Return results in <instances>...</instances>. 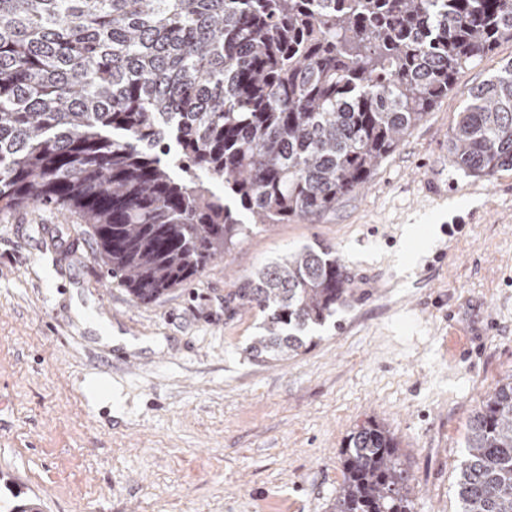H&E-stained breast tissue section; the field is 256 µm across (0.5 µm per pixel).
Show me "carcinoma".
I'll return each mask as SVG.
<instances>
[{
	"label": "carcinoma",
	"instance_id": "carcinoma-1",
	"mask_svg": "<svg viewBox=\"0 0 512 512\" xmlns=\"http://www.w3.org/2000/svg\"><path fill=\"white\" fill-rule=\"evenodd\" d=\"M504 39L512 0H0V203L76 210L112 278L151 303L248 224L312 218L363 189ZM448 154L472 177L512 169V62L471 91ZM349 297L322 244L234 294L263 314L250 346L263 362L299 355ZM466 448L460 512H512V377ZM342 467L332 512H410L385 426H357Z\"/></svg>",
	"mask_w": 512,
	"mask_h": 512
}]
</instances>
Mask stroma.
<instances>
[{
	"label": "stroma",
	"instance_id": "1",
	"mask_svg": "<svg viewBox=\"0 0 512 512\" xmlns=\"http://www.w3.org/2000/svg\"><path fill=\"white\" fill-rule=\"evenodd\" d=\"M511 61L505 40L461 70L335 210L254 226L150 304L112 280L75 212L0 209V499L35 496L43 512H331L347 436L374 420L399 443L412 512H458L469 424L512 376V169L455 170L448 133ZM316 243L345 267L349 303L298 356L253 359L262 317L235 291Z\"/></svg>",
	"mask_w": 512,
	"mask_h": 512
}]
</instances>
